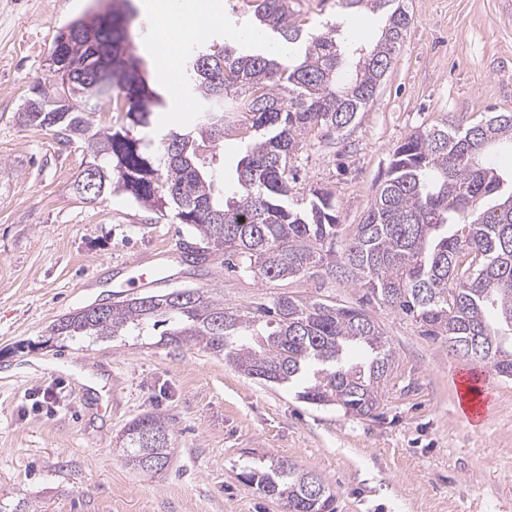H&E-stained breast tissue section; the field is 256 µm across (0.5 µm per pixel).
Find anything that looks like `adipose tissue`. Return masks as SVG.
<instances>
[{
  "mask_svg": "<svg viewBox=\"0 0 512 512\" xmlns=\"http://www.w3.org/2000/svg\"><path fill=\"white\" fill-rule=\"evenodd\" d=\"M156 19L165 27L155 34V41L167 50L163 73H173L178 67V51L187 41L198 36L202 20L214 18L210 0H153Z\"/></svg>",
  "mask_w": 512,
  "mask_h": 512,
  "instance_id": "1",
  "label": "adipose tissue"
}]
</instances>
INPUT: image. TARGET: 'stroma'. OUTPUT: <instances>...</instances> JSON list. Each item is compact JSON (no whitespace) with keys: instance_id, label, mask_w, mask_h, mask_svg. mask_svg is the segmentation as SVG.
<instances>
[{"instance_id":"1","label":"stroma","mask_w":512,"mask_h":512,"mask_svg":"<svg viewBox=\"0 0 512 512\" xmlns=\"http://www.w3.org/2000/svg\"><path fill=\"white\" fill-rule=\"evenodd\" d=\"M89 0H0V501L38 512H283L245 479L288 460L333 491L334 512H512V380L491 375L492 409L470 424L458 405L465 361L390 307L340 281L269 282L227 270L215 251L184 261L185 224L120 194L83 200L88 155L52 130L18 125L30 88L50 80L58 31ZM402 48L377 96L333 139L304 149L299 190L330 191L359 223L390 154L414 128L512 112V0H409ZM132 51L164 97L162 129L190 127V95L163 74L151 38ZM161 255L172 288H220L246 309L288 293L363 306L395 352L373 416L300 400L223 357L161 340L162 327L107 342L52 335L75 308L138 293L139 259ZM147 413L169 422L168 471L147 476L115 446Z\"/></svg>"}]
</instances>
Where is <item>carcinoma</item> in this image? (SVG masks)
I'll list each match as a JSON object with an SVG mask.
<instances>
[{
  "mask_svg": "<svg viewBox=\"0 0 512 512\" xmlns=\"http://www.w3.org/2000/svg\"><path fill=\"white\" fill-rule=\"evenodd\" d=\"M119 0H97L94 41L84 44L85 17L55 38L72 39L75 70L87 82L85 104L55 112L46 101L65 90L51 67L49 85L17 113L23 126L54 128L81 140L103 192H119L174 224H187L202 254L224 251V264L261 280L339 279L366 289L441 341L458 357L512 378V174L489 161L512 152V112H494L467 126L446 120L412 131L392 151L386 177L357 224H342L329 192L293 199L297 159L308 136L348 127L373 101L401 49L412 15L405 0H333L343 21L304 27L294 0H241L254 19L248 29L296 53L281 62L267 48L245 52V41L194 44L182 67L196 101L190 129L158 133L163 106L143 59L132 54V17ZM368 11L381 31L371 46L344 37L346 20ZM112 104L107 124L98 104ZM255 138L223 191L208 178V154L228 132ZM170 325L163 341L202 347L260 382H303L299 398L336 406L354 418L379 407L394 363L380 326L362 309L285 293L241 311L224 305L222 288H184L106 304V316L87 308L56 322L55 336L98 341L141 336ZM361 350L348 359L351 350ZM127 465L153 476L169 466L173 433L165 418L144 414L119 437ZM286 512H333L322 479L278 461L248 475Z\"/></svg>",
  "mask_w": 512,
  "mask_h": 512,
  "instance_id": "1",
  "label": "carcinoma"
}]
</instances>
